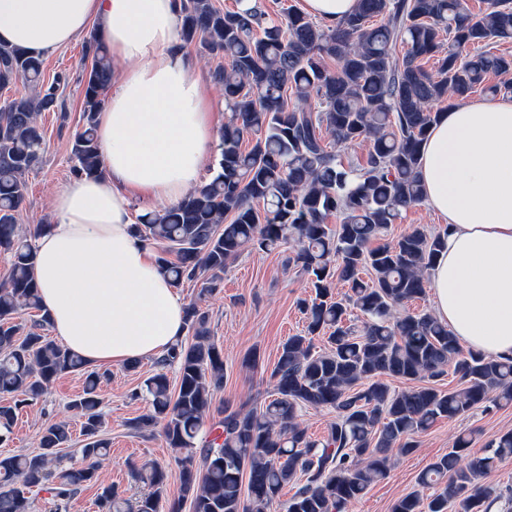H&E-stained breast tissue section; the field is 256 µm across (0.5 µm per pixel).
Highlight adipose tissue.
<instances>
[{"label":"adipose tissue","mask_w":512,"mask_h":512,"mask_svg":"<svg viewBox=\"0 0 512 512\" xmlns=\"http://www.w3.org/2000/svg\"><path fill=\"white\" fill-rule=\"evenodd\" d=\"M180 4L0 0V44L42 57L93 31L112 54L96 127L105 173L58 191L35 238L51 333L95 366L163 357L185 334L187 303L134 231L137 212L201 186L213 150V104L181 36ZM418 177L447 242L429 270L436 318L465 347L512 356V94L449 103Z\"/></svg>","instance_id":"adipose-tissue-1"}]
</instances>
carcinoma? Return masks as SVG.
I'll use <instances>...</instances> for the list:
<instances>
[{"label": "carcinoma", "instance_id": "cac0c4a2", "mask_svg": "<svg viewBox=\"0 0 512 512\" xmlns=\"http://www.w3.org/2000/svg\"><path fill=\"white\" fill-rule=\"evenodd\" d=\"M182 35L203 57L229 59L214 70L227 117L221 158L211 179L161 213L137 216V230L158 250L173 284L199 282V296L221 288L229 262L246 251L271 253L294 243L289 258L315 297L303 304L307 332L288 337L272 372L274 398L261 410L224 408L201 452L196 439L209 415L211 391L224 383V353L211 339L209 314L187 308L191 341H178L144 381L152 411L129 422L137 432L160 431L181 457L183 492L192 512H348L388 471L391 454L418 448L415 436L440 418L512 404V358L464 351L427 312L400 307L425 294L426 274L444 237L421 226L381 242L403 212L423 202L420 152L437 113L431 103L476 90L496 97L511 83H487L512 70V58L467 48L512 39V0H485L472 12L463 0H358L334 27L297 9L271 14L255 2L224 10L213 0H182ZM403 55H397L398 49ZM83 125L74 136L72 174L102 173L95 116L112 81L103 39L85 45ZM433 58L437 72L421 64ZM24 82L29 92L0 103V251L10 255L0 282V444L16 413L37 404L59 376L86 373L69 408L82 418L81 462L54 472L67 424L42 433L39 451L0 456V512H32L26 491L49 492L55 512L97 479L109 442L98 388L105 374L39 330L49 326L34 279L36 233L19 228L25 175L39 162V117L59 104L64 81L47 82L44 61L0 45V89ZM249 139V149L242 148ZM368 144L363 167H344L340 148ZM340 223H327L329 217ZM379 244H374V241ZM368 271L370 280L360 277ZM347 285L340 298L336 284ZM356 309L361 324L348 322ZM37 312L33 327L13 322ZM326 336L318 350L314 337ZM178 374L171 388L167 368ZM452 372L447 391L425 380ZM385 377L413 386L393 391ZM336 412L324 435L312 438L300 413ZM474 433L456 436L448 454L418 475L433 490L411 493L392 512H488L501 498L482 483L512 457V431L482 448ZM151 491L136 501L113 485L101 487V512H160L166 471L146 462L134 470ZM299 479L293 495L283 487Z\"/></svg>", "mask_w": 512, "mask_h": 512}]
</instances>
